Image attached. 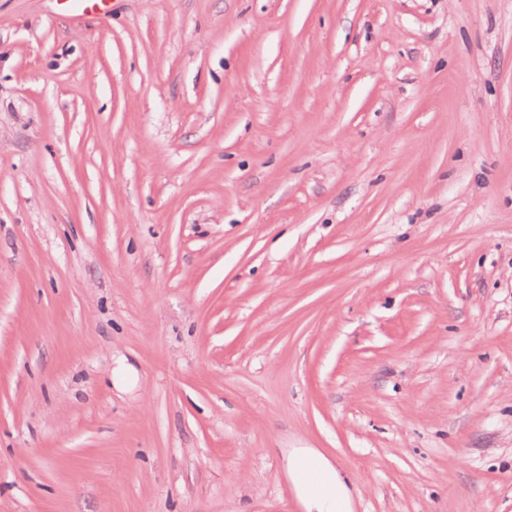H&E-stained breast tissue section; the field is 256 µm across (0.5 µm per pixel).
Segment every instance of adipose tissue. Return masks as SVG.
Masks as SVG:
<instances>
[{"label":"adipose tissue","instance_id":"1","mask_svg":"<svg viewBox=\"0 0 512 512\" xmlns=\"http://www.w3.org/2000/svg\"><path fill=\"white\" fill-rule=\"evenodd\" d=\"M288 473L306 512H353V492L341 472L311 449H297Z\"/></svg>","mask_w":512,"mask_h":512}]
</instances>
